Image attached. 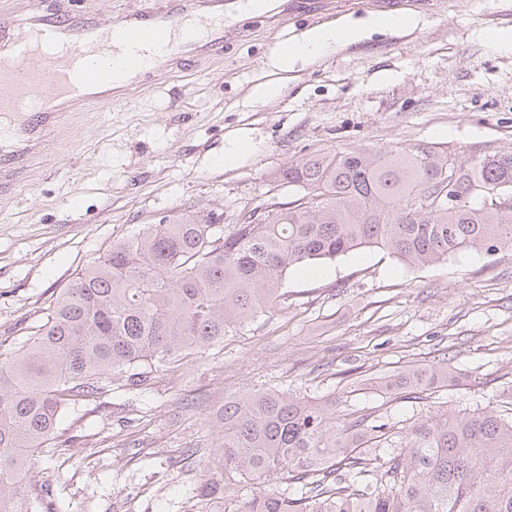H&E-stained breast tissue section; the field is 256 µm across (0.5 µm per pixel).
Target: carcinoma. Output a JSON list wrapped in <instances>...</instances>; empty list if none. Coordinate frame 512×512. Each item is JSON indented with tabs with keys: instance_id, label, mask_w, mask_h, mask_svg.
<instances>
[{
	"instance_id": "obj_1",
	"label": "carcinoma",
	"mask_w": 512,
	"mask_h": 512,
	"mask_svg": "<svg viewBox=\"0 0 512 512\" xmlns=\"http://www.w3.org/2000/svg\"><path fill=\"white\" fill-rule=\"evenodd\" d=\"M456 177L439 197L442 167ZM280 182L303 196L224 229L191 214L122 238L84 265L44 321L0 361V512H59L22 473L62 413L120 376L204 353L280 301L288 271L377 247L414 267L460 250H512V152L461 160L425 141L290 162ZM441 361L388 377L390 389L456 382ZM341 400L264 390L224 400V448L193 488L225 500V478L276 480L237 512H512V418L483 408L427 417L392 450L386 424L340 421Z\"/></svg>"
}]
</instances>
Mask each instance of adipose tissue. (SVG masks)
<instances>
[{
  "label": "adipose tissue",
  "mask_w": 512,
  "mask_h": 512,
  "mask_svg": "<svg viewBox=\"0 0 512 512\" xmlns=\"http://www.w3.org/2000/svg\"><path fill=\"white\" fill-rule=\"evenodd\" d=\"M412 23L411 17L405 15H376L361 23H345L336 27H319L310 30L296 41L281 47L278 53V67L285 70L297 61L319 56L334 46L354 42L360 39L363 29L384 31L391 28L407 27Z\"/></svg>",
  "instance_id": "1"
}]
</instances>
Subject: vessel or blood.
Returning <instances> with one entry per match:
<instances>
[{
	"label": "vessel or blood",
	"instance_id": "vessel-or-blood-1",
	"mask_svg": "<svg viewBox=\"0 0 512 512\" xmlns=\"http://www.w3.org/2000/svg\"><path fill=\"white\" fill-rule=\"evenodd\" d=\"M262 10L272 22L310 13L295 0H145L112 24L31 0L26 18L0 13V115L24 143L68 109H110L112 83L132 87L151 63L222 54L235 18Z\"/></svg>",
	"mask_w": 512,
	"mask_h": 512
}]
</instances>
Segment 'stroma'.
I'll return each instance as SVG.
<instances>
[{
    "instance_id": "stroma-1",
    "label": "stroma",
    "mask_w": 512,
    "mask_h": 512,
    "mask_svg": "<svg viewBox=\"0 0 512 512\" xmlns=\"http://www.w3.org/2000/svg\"><path fill=\"white\" fill-rule=\"evenodd\" d=\"M118 23L140 0H53ZM404 29L283 71L280 46L311 19L274 26L237 18L243 34L192 67L145 75L109 110L75 107L0 191V355L9 356L80 268L116 240L162 217L239 223L250 210L299 198L273 181L289 162L349 148L419 140L476 158L512 152V0H399ZM272 95H261L263 87ZM252 150L222 158L232 136ZM287 297L223 343L162 367L138 389L111 390L71 408L30 469L61 512H200L188 489L224 445V399L260 389L341 395L346 419L387 418L400 432L422 418L485 407L512 416V251H460L414 268L377 248L292 270ZM448 360L459 384L390 392L385 378ZM201 451L192 470L180 461Z\"/></svg>"
}]
</instances>
